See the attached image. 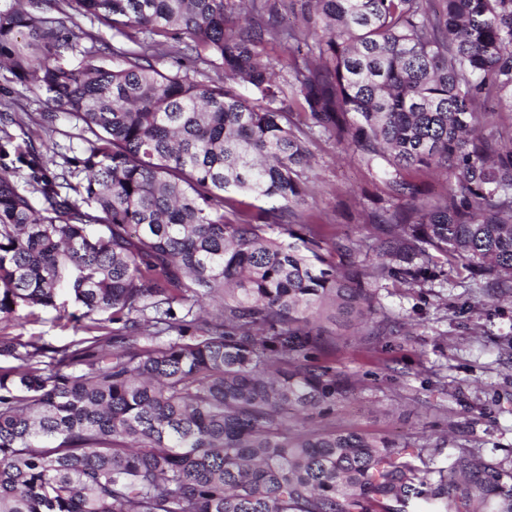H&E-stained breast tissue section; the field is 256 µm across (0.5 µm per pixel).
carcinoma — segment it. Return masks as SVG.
<instances>
[{
  "label": "carcinoma",
  "mask_w": 512,
  "mask_h": 512,
  "mask_svg": "<svg viewBox=\"0 0 512 512\" xmlns=\"http://www.w3.org/2000/svg\"><path fill=\"white\" fill-rule=\"evenodd\" d=\"M18 2L0 0V63L91 137L77 186L0 132V321L64 288L89 336L48 365L0 336V512H512V468L466 451L419 467L386 439L290 425L334 413L344 386L311 364L315 323L367 318L369 280L460 265L512 288V0ZM78 16L112 29V54L80 47ZM171 35L215 76L157 68ZM69 51L86 63L64 66ZM318 135L411 204L373 216L370 273L321 254ZM438 168L448 190L429 197L415 175ZM11 179L16 189L27 195L37 207L42 206V196L35 190L36 183L33 181L32 174L29 169L22 167L17 170H13Z\"/></svg>",
  "instance_id": "cac0c4a2"
}]
</instances>
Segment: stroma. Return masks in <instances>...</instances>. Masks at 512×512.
<instances>
[{"label":"stroma","mask_w":512,"mask_h":512,"mask_svg":"<svg viewBox=\"0 0 512 512\" xmlns=\"http://www.w3.org/2000/svg\"><path fill=\"white\" fill-rule=\"evenodd\" d=\"M22 120L11 132L21 146L55 150L47 173H60L65 159L82 157L80 124L31 82L0 65V113ZM54 114L46 122V114ZM314 196L309 210L320 217L324 255L344 263L337 248L357 242L359 268L378 260L379 241L368 212L394 209L376 171L352 151L322 138L312 147ZM375 313L361 325L321 319L326 342L318 362L335 368L346 389L331 421L396 447L423 450L448 467L463 450L484 461H512V290L464 270L416 283L372 281ZM67 303L54 310L21 311L0 321V334L62 349L84 335Z\"/></svg>","instance_id":"1"}]
</instances>
